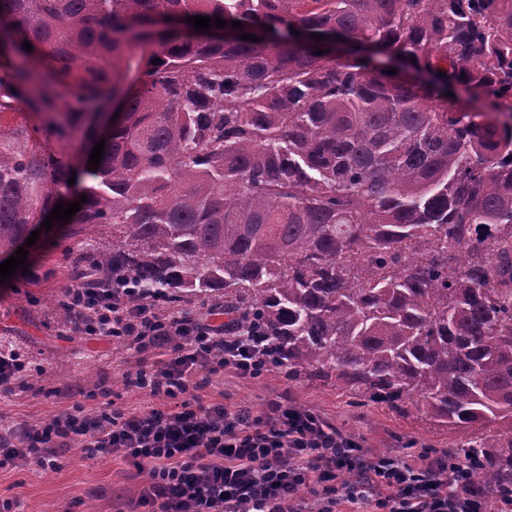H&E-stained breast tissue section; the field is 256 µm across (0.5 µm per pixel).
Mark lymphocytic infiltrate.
I'll list each match as a JSON object with an SVG mask.
<instances>
[{
	"label": "lymphocytic infiltrate",
	"mask_w": 512,
	"mask_h": 512,
	"mask_svg": "<svg viewBox=\"0 0 512 512\" xmlns=\"http://www.w3.org/2000/svg\"><path fill=\"white\" fill-rule=\"evenodd\" d=\"M129 285L74 283L67 305L91 336L127 341L137 354L133 383L156 401L145 413L104 403L95 413L67 411L45 425L0 420V469L59 467L80 442L89 457L109 453L147 473L137 499L144 512H483L466 474L468 458L426 451L410 463L379 455L309 409L269 402L247 406L189 401L202 370L232 368L255 378L264 368L254 339L221 323L223 306L158 312L129 303ZM165 356L163 366L150 353ZM323 483L311 498V482Z\"/></svg>",
	"instance_id": "obj_1"
}]
</instances>
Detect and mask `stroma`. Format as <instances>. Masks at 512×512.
<instances>
[{"instance_id":"obj_1","label":"stroma","mask_w":512,"mask_h":512,"mask_svg":"<svg viewBox=\"0 0 512 512\" xmlns=\"http://www.w3.org/2000/svg\"><path fill=\"white\" fill-rule=\"evenodd\" d=\"M76 249L66 225H53L29 247L27 272L0 283V349L20 352L46 370L0 394L2 420L22 418L44 425L66 410L92 412L106 401L142 412L153 405L146 391L125 382L131 351L113 340L78 332L58 314L71 284L68 263ZM197 382L194 395L202 403L247 405L257 413L270 400L288 394L295 405L312 410L372 451H397L409 462L422 450L441 451L448 445L447 435L431 423L400 420L371 403L350 404L334 387L292 383L276 368L252 379L230 368L203 371ZM144 480L121 458H87L71 448L52 472L32 464L0 469V503H18L21 512H115L116 505L137 497Z\"/></svg>"}]
</instances>
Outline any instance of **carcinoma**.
<instances>
[{"mask_svg": "<svg viewBox=\"0 0 512 512\" xmlns=\"http://www.w3.org/2000/svg\"><path fill=\"white\" fill-rule=\"evenodd\" d=\"M0 39V263L77 201L72 279L259 321L288 380L456 435L499 506L512 0H0ZM112 100L93 171L73 152Z\"/></svg>", "mask_w": 512, "mask_h": 512, "instance_id": "1", "label": "carcinoma"}]
</instances>
